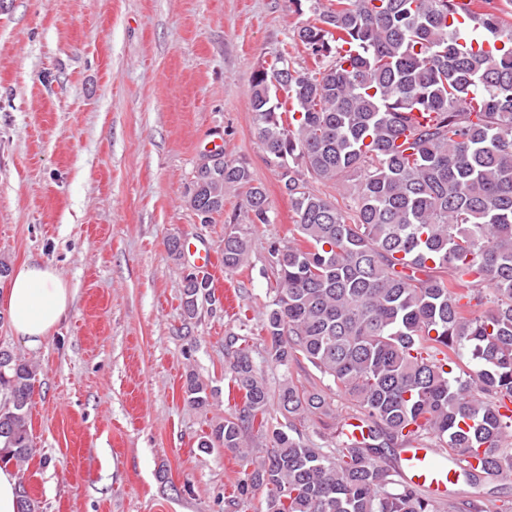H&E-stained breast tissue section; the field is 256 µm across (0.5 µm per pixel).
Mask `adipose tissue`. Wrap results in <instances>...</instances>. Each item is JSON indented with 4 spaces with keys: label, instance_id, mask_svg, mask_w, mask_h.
I'll list each match as a JSON object with an SVG mask.
<instances>
[{
    "label": "adipose tissue",
    "instance_id": "adipose-tissue-1",
    "mask_svg": "<svg viewBox=\"0 0 512 512\" xmlns=\"http://www.w3.org/2000/svg\"><path fill=\"white\" fill-rule=\"evenodd\" d=\"M10 326L20 342L39 347L68 311L70 295L64 280L52 268L26 261L11 275L0 293Z\"/></svg>",
    "mask_w": 512,
    "mask_h": 512
}]
</instances>
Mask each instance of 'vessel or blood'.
Masks as SVG:
<instances>
[{
    "label": "vessel or blood",
    "mask_w": 512,
    "mask_h": 512,
    "mask_svg": "<svg viewBox=\"0 0 512 512\" xmlns=\"http://www.w3.org/2000/svg\"><path fill=\"white\" fill-rule=\"evenodd\" d=\"M396 469L402 482L427 490L437 498L448 495V482L455 473L454 463L430 444L401 449Z\"/></svg>",
    "instance_id": "obj_1"
}]
</instances>
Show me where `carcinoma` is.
Instances as JSON below:
<instances>
[{"label": "carcinoma", "instance_id": "1", "mask_svg": "<svg viewBox=\"0 0 512 512\" xmlns=\"http://www.w3.org/2000/svg\"><path fill=\"white\" fill-rule=\"evenodd\" d=\"M460 2L336 0L293 30L314 69L279 56L253 77L255 130L295 220L292 239L270 250L278 288L263 353L225 336L242 407L199 447L238 452L265 428V366L309 363L366 428L357 440L336 427L333 448L294 436L330 404L284 377L288 430L272 432L239 486L266 491L267 512H456L405 483L388 490L387 453L413 443L439 444L470 481L512 469V0ZM413 112L428 122L412 124ZM305 174L354 182L350 204L309 190ZM239 189L250 223H271L265 188L221 152L196 169L190 203L208 220ZM248 253L237 224L224 225V271ZM203 301L213 302L209 277L187 276L184 317ZM35 383L30 364L0 350L1 462L35 452ZM184 393L196 408L212 396L193 373Z\"/></svg>", "mask_w": 512, "mask_h": 512}]
</instances>
